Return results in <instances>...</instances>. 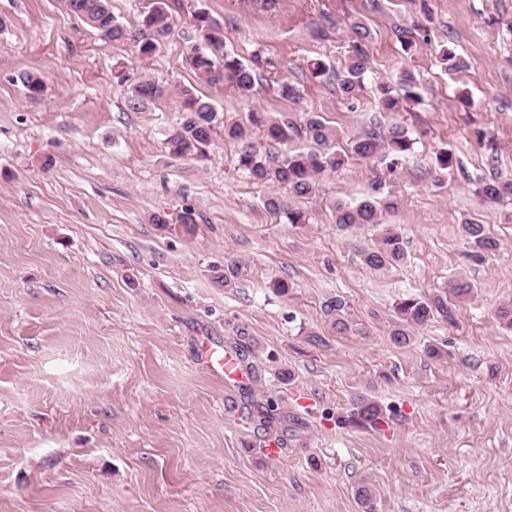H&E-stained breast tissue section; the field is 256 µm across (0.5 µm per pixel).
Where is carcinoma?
Wrapping results in <instances>:
<instances>
[{"label":"carcinoma","instance_id":"cac0c4a2","mask_svg":"<svg viewBox=\"0 0 512 512\" xmlns=\"http://www.w3.org/2000/svg\"><path fill=\"white\" fill-rule=\"evenodd\" d=\"M67 6L83 23L106 36L112 42L131 45L142 58L156 55L165 45L172 32L170 13L164 0H155V6L143 13L135 22L124 23L113 13L110 0H66ZM193 19L197 32V43L190 47L186 62L198 78L208 84H227L240 96L248 98L262 76L245 64L234 53L225 49L224 28L213 20L207 11L199 9ZM353 45L351 55L342 72L336 74L338 93L346 100L358 98L364 89V76L368 69L370 32L361 22L351 24ZM396 38L405 52L413 51L417 42L416 29L406 27L396 30ZM441 65L448 72L464 67V61L450 47L439 50ZM117 83L124 87L128 108L133 112H150L162 100L174 94L177 97L181 117L166 134L165 145L173 157L202 156L210 145L217 125L224 127V137L239 145L238 169L252 183L275 185L288 191L283 196L272 192L264 200L265 208L285 218L289 224H308L310 215L299 207L302 198L311 196L318 189L319 177L335 172L346 163V155L337 149L336 131L328 127L315 112L307 113L304 126L300 127L288 119H279L266 112H251L247 121H240L226 113H220L207 97L193 86L171 85L144 76L130 73L124 68L115 74ZM18 80L33 98L44 91L40 77L31 72L18 75ZM398 85L403 94H393L386 83L376 85L377 109L380 112H395L402 100L419 98L418 83L413 74L403 70ZM261 130L266 137L287 144L304 135L312 141L306 151L289 150L282 156L262 154L252 141L254 130ZM414 139L408 130L399 124L388 128L386 134L376 130L365 132L353 141L351 150L362 159L381 158L388 161L387 168L395 172L402 159L411 151ZM477 194L489 204L512 200V178L492 175L477 182ZM399 199L391 193L375 188L354 205L341 202L335 206V223L341 231L365 225L378 228L373 245L363 251V261L373 270L393 268L403 264L405 251L403 239L397 229L382 222V215L398 208ZM468 245L466 258L475 263H484L494 255L498 243L489 236L485 225L467 222L462 225ZM474 286L467 280L457 278L449 287V295L416 297L408 295L397 304L400 323L390 332L397 345H408L413 340L411 329L423 326L435 318L447 323L454 322L456 303L471 297ZM325 319L333 331L345 335L351 331L350 305L340 295L325 299L321 305ZM386 422L383 410L368 399L359 400L356 408V423L374 427ZM355 497L364 512H375L377 489L368 481H361L354 490Z\"/></svg>","mask_w":512,"mask_h":512}]
</instances>
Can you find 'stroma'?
Here are the masks:
<instances>
[{"mask_svg":"<svg viewBox=\"0 0 512 512\" xmlns=\"http://www.w3.org/2000/svg\"><path fill=\"white\" fill-rule=\"evenodd\" d=\"M167 3L173 33L143 60L63 0H0V512H363V480L380 494L376 512H512V328L497 318L512 303V203L486 204L475 185L492 170L512 177V0ZM199 9L263 74L251 98L186 64ZM355 21L372 42L365 89L347 101L306 62L343 70ZM415 25L408 55L395 29ZM444 45L466 69H441ZM121 63L198 87L240 118L318 113L344 150L376 120L415 143L396 172L353 156L325 173L299 202L311 222L292 226L266 210L269 187L239 170L223 128L205 157L170 156L175 98L130 111L113 77ZM405 69L419 100L376 112V84ZM23 72L42 78L40 98ZM284 80L298 99L278 95ZM377 181L400 199L383 220L406 253L383 271L362 261L371 230L341 233L334 217L336 201ZM467 220L499 243L484 264L464 257ZM458 277L474 294L454 323L395 345L399 299ZM278 279L287 295L273 292ZM332 295L351 306L348 334L321 311ZM202 334L236 350L246 383L196 364ZM362 398L385 424L351 423ZM271 441L274 458L262 453Z\"/></svg>","mask_w":512,"mask_h":512,"instance_id":"1","label":"stroma"}]
</instances>
